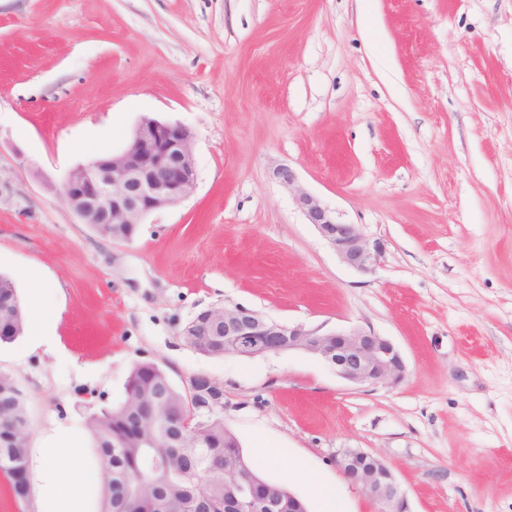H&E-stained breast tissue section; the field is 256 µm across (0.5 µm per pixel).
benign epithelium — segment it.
<instances>
[{"label": "benign epithelium", "mask_w": 512, "mask_h": 512, "mask_svg": "<svg viewBox=\"0 0 512 512\" xmlns=\"http://www.w3.org/2000/svg\"><path fill=\"white\" fill-rule=\"evenodd\" d=\"M193 142L194 133L187 126L144 116L120 152L71 169L62 196L83 223L125 224L124 239L130 240L145 217L174 207L193 193L197 181ZM275 176L342 263L361 273L375 269L382 256L380 243L370 241L360 225L339 221L299 183L291 168L279 167ZM223 310L226 356L254 358L300 350L356 385H396L404 377L399 349L371 330L325 331L321 326L284 323L240 305ZM208 391L221 389L209 377L198 375L191 380L188 396ZM336 464L378 506V512H407L399 483L381 458L344 448ZM224 476L232 512H282L280 489L234 464H224Z\"/></svg>", "instance_id": "benign-epithelium-1"}]
</instances>
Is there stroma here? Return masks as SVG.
I'll use <instances>...</instances> for the list:
<instances>
[{
	"label": "stroma",
	"mask_w": 512,
	"mask_h": 512,
	"mask_svg": "<svg viewBox=\"0 0 512 512\" xmlns=\"http://www.w3.org/2000/svg\"><path fill=\"white\" fill-rule=\"evenodd\" d=\"M144 116L193 131L196 188L111 240L62 181ZM282 165L382 243L373 272L339 261ZM0 273L57 316L53 348L0 344L32 430L30 500L0 474V512H54L75 490L98 512L87 420L142 362L181 391L221 385L244 453L309 512H377L337 468L345 448L382 458L409 512H512V0H0ZM224 305L373 330L405 377L359 386L302 351L183 344ZM58 430L51 499L35 467Z\"/></svg>",
	"instance_id": "obj_1"
}]
</instances>
